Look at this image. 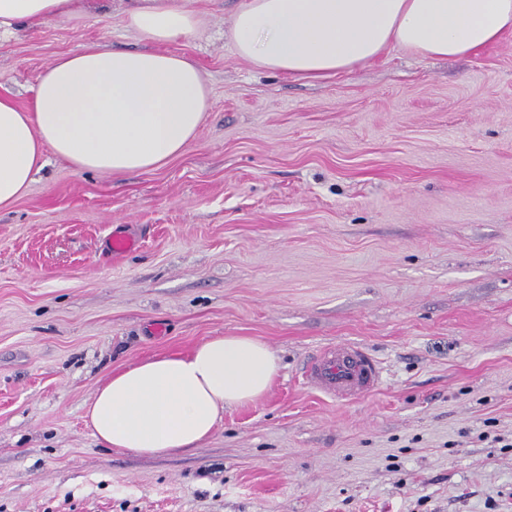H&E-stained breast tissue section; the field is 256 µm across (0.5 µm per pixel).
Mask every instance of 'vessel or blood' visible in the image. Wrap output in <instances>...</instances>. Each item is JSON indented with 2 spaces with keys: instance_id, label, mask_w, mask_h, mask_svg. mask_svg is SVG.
Instances as JSON below:
<instances>
[{
  "instance_id": "obj_1",
  "label": "vessel or blood",
  "mask_w": 512,
  "mask_h": 512,
  "mask_svg": "<svg viewBox=\"0 0 512 512\" xmlns=\"http://www.w3.org/2000/svg\"><path fill=\"white\" fill-rule=\"evenodd\" d=\"M379 361L359 344L344 342L315 356L307 379L311 385L336 399L348 402L375 390L382 382Z\"/></svg>"
}]
</instances>
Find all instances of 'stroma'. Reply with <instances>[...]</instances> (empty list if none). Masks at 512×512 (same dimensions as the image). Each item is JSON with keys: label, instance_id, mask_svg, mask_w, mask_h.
Returning a JSON list of instances; mask_svg holds the SVG:
<instances>
[{"label": "stroma", "instance_id": "1", "mask_svg": "<svg viewBox=\"0 0 512 512\" xmlns=\"http://www.w3.org/2000/svg\"><path fill=\"white\" fill-rule=\"evenodd\" d=\"M177 2L210 92L194 138L120 177L46 154L0 209V512H512V33L310 84L236 55L239 0ZM129 5L1 40L0 93L30 105L90 44L152 49ZM117 232L138 247L113 256ZM230 335L280 369L206 441L94 438L112 373ZM346 341L384 378L339 403L304 369Z\"/></svg>", "mask_w": 512, "mask_h": 512}]
</instances>
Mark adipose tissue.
I'll return each mask as SVG.
<instances>
[{"mask_svg":"<svg viewBox=\"0 0 512 512\" xmlns=\"http://www.w3.org/2000/svg\"><path fill=\"white\" fill-rule=\"evenodd\" d=\"M86 0H0V39L23 25H80ZM125 26L145 51L87 46L39 78L30 108L0 95V209L43 167L45 151L79 171L114 176L159 167L196 135L209 107L198 66L166 51L196 15L176 0H135ZM512 32V0H241L231 41L239 58L297 80L321 81L401 49L439 59L476 54ZM278 359L251 336H215L185 354L112 374L86 409L104 446L164 456L210 437L228 407L270 389Z\"/></svg>","mask_w":512,"mask_h":512,"instance_id":"1","label":"adipose tissue"}]
</instances>
